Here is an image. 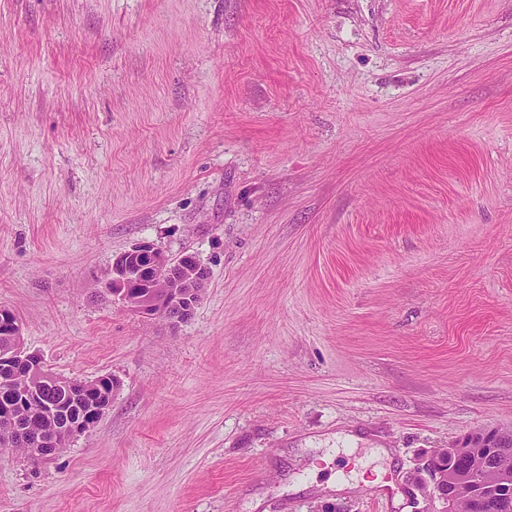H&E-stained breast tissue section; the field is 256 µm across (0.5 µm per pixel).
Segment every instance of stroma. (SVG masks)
Returning a JSON list of instances; mask_svg holds the SVG:
<instances>
[{
  "label": "stroma",
  "instance_id": "1",
  "mask_svg": "<svg viewBox=\"0 0 512 512\" xmlns=\"http://www.w3.org/2000/svg\"><path fill=\"white\" fill-rule=\"evenodd\" d=\"M141 242L177 327L100 284ZM0 307L118 382L0 512H412L512 429V0H0ZM208 279V269L195 256L173 259L142 242L113 257L103 284L107 294L142 317L177 326L192 317ZM471 444L468 447H487L492 448L488 456H496L500 453L502 448L510 446L509 438H512V431H502L497 429H482L470 435Z\"/></svg>",
  "mask_w": 512,
  "mask_h": 512
}]
</instances>
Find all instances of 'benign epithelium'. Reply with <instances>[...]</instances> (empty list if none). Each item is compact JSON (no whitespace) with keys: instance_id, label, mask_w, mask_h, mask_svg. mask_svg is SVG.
Returning <instances> with one entry per match:
<instances>
[{"instance_id":"1","label":"benign epithelium","mask_w":512,"mask_h":512,"mask_svg":"<svg viewBox=\"0 0 512 512\" xmlns=\"http://www.w3.org/2000/svg\"><path fill=\"white\" fill-rule=\"evenodd\" d=\"M208 279V269L195 256L186 254L173 259L154 245L142 242L112 258L104 289L139 315L160 318L177 326L192 317ZM0 334L8 338L7 344L0 349V368L49 376L42 359L24 349L21 328L15 315L6 308H0ZM53 380L61 388L62 398L47 401L39 391L32 390L0 409V421H4L0 431L24 438L28 409L39 405L41 415L54 430V435L42 441V447L33 449L34 455L41 460L61 452L54 447L56 435L72 440L86 433L99 422L110 405V400L90 392L87 383L73 385L68 379L56 375ZM511 438V430L482 429L471 434V446L487 447L494 455L512 445ZM465 451L462 445L437 448L422 459L420 471L427 476L423 499L439 503L441 508L437 512L454 510L458 485L454 462ZM467 484L471 512H512V479L507 477L491 489L472 474Z\"/></svg>"}]
</instances>
